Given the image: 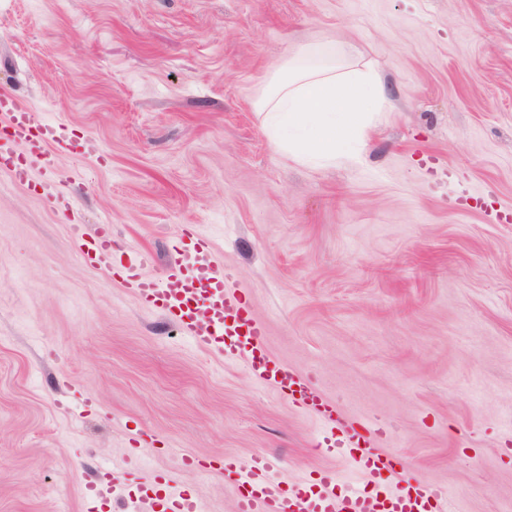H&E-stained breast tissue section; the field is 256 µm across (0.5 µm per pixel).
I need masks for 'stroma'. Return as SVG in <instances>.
Returning a JSON list of instances; mask_svg holds the SVG:
<instances>
[{
	"instance_id": "stroma-1",
	"label": "stroma",
	"mask_w": 512,
	"mask_h": 512,
	"mask_svg": "<svg viewBox=\"0 0 512 512\" xmlns=\"http://www.w3.org/2000/svg\"><path fill=\"white\" fill-rule=\"evenodd\" d=\"M330 41L390 103L353 156L300 162L256 102ZM0 92L69 135L52 174L0 168V512H86L129 470L237 512L191 453L266 452L291 486L343 467L304 409L88 264L73 222L157 279L193 227L343 424L454 512H512V0H0Z\"/></svg>"
}]
</instances>
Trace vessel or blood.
I'll return each mask as SVG.
<instances>
[{
    "label": "vessel or blood",
    "instance_id": "vessel-or-blood-1",
    "mask_svg": "<svg viewBox=\"0 0 512 512\" xmlns=\"http://www.w3.org/2000/svg\"><path fill=\"white\" fill-rule=\"evenodd\" d=\"M0 128L10 131L0 141V165L24 178L33 165L53 168L55 158L42 151V144L56 140L57 125L41 123L15 97L0 96ZM82 255L103 270L112 268V246L102 238L86 237L82 225L71 227ZM147 253L125 254L126 282L147 307L161 312L203 350L227 357H244L257 380L286 397L297 398L323 426L317 441L319 451L331 452L350 444L346 460L359 473L356 489L338 488L335 472L312 478L304 488L291 490L277 477L276 464L263 453L242 460L227 455L218 461L185 457V465L199 473L211 471L234 477L242 489L239 512H442L446 491L417 480L409 481L396 471L389 456L375 449H359L371 429L336 433V410L315 391L307 389L300 375L264 353V327L255 320L241 294L224 287L210 242L193 239L180 242L178 257L165 276L156 280L143 273ZM152 512H205L201 498L189 491L169 488L164 475H157L151 497Z\"/></svg>",
    "mask_w": 512,
    "mask_h": 512
}]
</instances>
